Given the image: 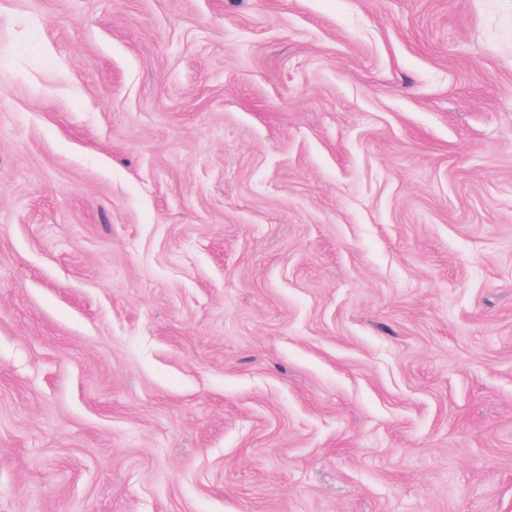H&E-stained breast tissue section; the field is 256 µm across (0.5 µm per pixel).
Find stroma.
Listing matches in <instances>:
<instances>
[{"mask_svg":"<svg viewBox=\"0 0 512 512\" xmlns=\"http://www.w3.org/2000/svg\"><path fill=\"white\" fill-rule=\"evenodd\" d=\"M0 512H512V0H0Z\"/></svg>","mask_w":512,"mask_h":512,"instance_id":"obj_1","label":"stroma"}]
</instances>
